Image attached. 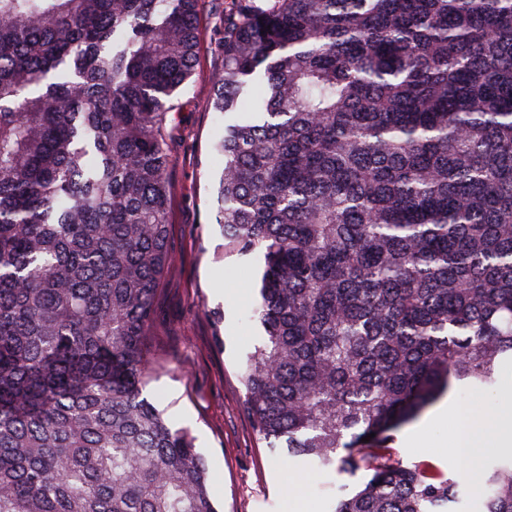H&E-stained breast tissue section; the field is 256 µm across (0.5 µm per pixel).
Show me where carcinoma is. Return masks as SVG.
Instances as JSON below:
<instances>
[{"instance_id": "carcinoma-1", "label": "carcinoma", "mask_w": 512, "mask_h": 512, "mask_svg": "<svg viewBox=\"0 0 512 512\" xmlns=\"http://www.w3.org/2000/svg\"><path fill=\"white\" fill-rule=\"evenodd\" d=\"M236 2L216 222L263 256L253 431L372 472L333 512H448L471 481L512 512V459L446 476L388 446L512 363V0ZM206 3L0 0V512H215L145 395Z\"/></svg>"}]
</instances>
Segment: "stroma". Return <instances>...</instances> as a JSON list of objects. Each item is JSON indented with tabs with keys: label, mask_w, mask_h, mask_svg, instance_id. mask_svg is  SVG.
Wrapping results in <instances>:
<instances>
[{
	"label": "stroma",
	"mask_w": 512,
	"mask_h": 512,
	"mask_svg": "<svg viewBox=\"0 0 512 512\" xmlns=\"http://www.w3.org/2000/svg\"><path fill=\"white\" fill-rule=\"evenodd\" d=\"M223 36L220 14L205 9L194 73L178 97L170 136L176 261L155 299L148 392L174 427L194 436L218 512H332L336 500L361 489L370 472L322 471L287 449L267 447L243 409L240 368L263 336L250 317L261 259L225 249L223 230L214 221L224 159L213 142L224 118L211 109L212 77L224 66L217 49ZM449 398L458 409L492 418L512 415V368L500 374L492 391L456 388ZM447 434V425L433 424L427 447L412 448L398 431L391 446L404 462L453 474L461 462L445 447Z\"/></svg>",
	"instance_id": "stroma-1"
}]
</instances>
